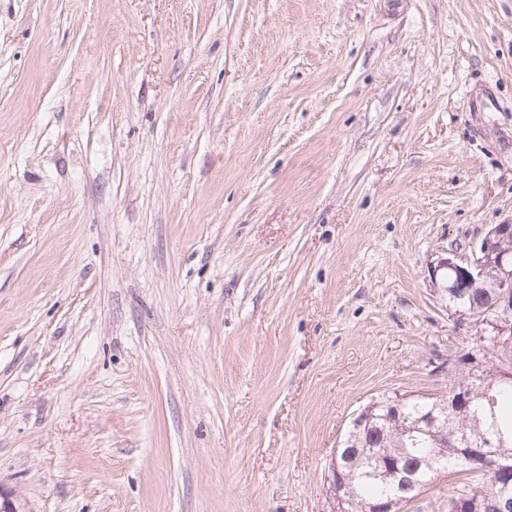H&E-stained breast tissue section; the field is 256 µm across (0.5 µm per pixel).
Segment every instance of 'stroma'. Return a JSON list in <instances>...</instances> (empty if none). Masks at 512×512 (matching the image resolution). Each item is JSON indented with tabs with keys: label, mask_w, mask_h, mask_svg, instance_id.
I'll use <instances>...</instances> for the list:
<instances>
[{
	"label": "stroma",
	"mask_w": 512,
	"mask_h": 512,
	"mask_svg": "<svg viewBox=\"0 0 512 512\" xmlns=\"http://www.w3.org/2000/svg\"><path fill=\"white\" fill-rule=\"evenodd\" d=\"M508 221L512 0H0V484L328 512L354 414L457 379L430 266Z\"/></svg>",
	"instance_id": "obj_1"
}]
</instances>
